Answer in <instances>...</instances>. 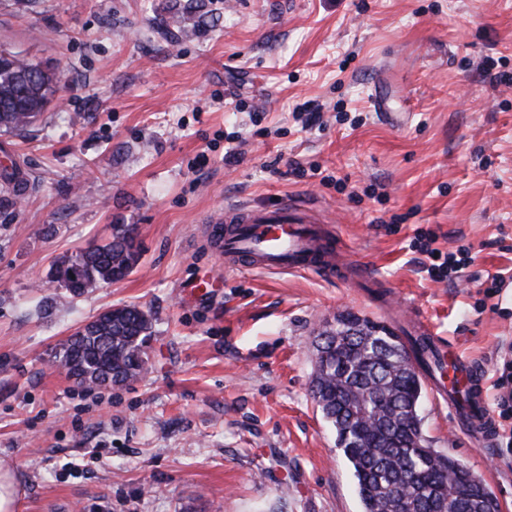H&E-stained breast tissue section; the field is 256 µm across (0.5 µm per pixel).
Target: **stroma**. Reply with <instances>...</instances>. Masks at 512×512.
I'll return each mask as SVG.
<instances>
[{
	"label": "stroma",
	"mask_w": 512,
	"mask_h": 512,
	"mask_svg": "<svg viewBox=\"0 0 512 512\" xmlns=\"http://www.w3.org/2000/svg\"><path fill=\"white\" fill-rule=\"evenodd\" d=\"M0 46L65 86L24 133L0 129V165L26 181L0 192V458L19 512H362L311 394L313 340L344 312L391 327L419 309L493 382L512 340V83L484 65L512 73V0H0ZM287 197L378 284L225 266L208 217ZM116 224L138 267L71 296L55 264ZM419 229L470 248L468 280L429 278ZM127 304L153 317L143 373L79 385L56 348ZM420 415L512 512V451L431 393Z\"/></svg>",
	"instance_id": "stroma-1"
}]
</instances>
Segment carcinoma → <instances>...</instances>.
Here are the masks:
<instances>
[{
  "instance_id": "carcinoma-1",
  "label": "carcinoma",
  "mask_w": 512,
  "mask_h": 512,
  "mask_svg": "<svg viewBox=\"0 0 512 512\" xmlns=\"http://www.w3.org/2000/svg\"><path fill=\"white\" fill-rule=\"evenodd\" d=\"M32 63L0 49V127L26 129L63 86L48 74L33 77ZM133 228L115 224L112 240L56 264L54 279L72 295L128 276L139 264ZM80 267V281L70 277ZM370 320L342 316L315 353L311 394L336 432L337 447L353 468L363 512H499L482 481L458 459L429 448L422 436L420 372L445 370L425 336L408 341L395 332L377 336ZM151 314L138 306L102 313L92 331L71 336L55 363L91 388L135 380L146 364Z\"/></svg>"
}]
</instances>
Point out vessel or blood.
<instances>
[{
	"label": "vessel or blood",
	"mask_w": 512,
	"mask_h": 512,
	"mask_svg": "<svg viewBox=\"0 0 512 512\" xmlns=\"http://www.w3.org/2000/svg\"><path fill=\"white\" fill-rule=\"evenodd\" d=\"M224 229L219 250L226 266L333 276L350 283L371 282L372 267L354 259L300 205L282 202L272 208L232 206L210 219ZM414 333L428 337L448 365V377L430 382L433 397L447 408L460 431L490 441L495 423L487 405L481 370L460 356L422 314L411 318Z\"/></svg>",
	"instance_id": "1"
}]
</instances>
